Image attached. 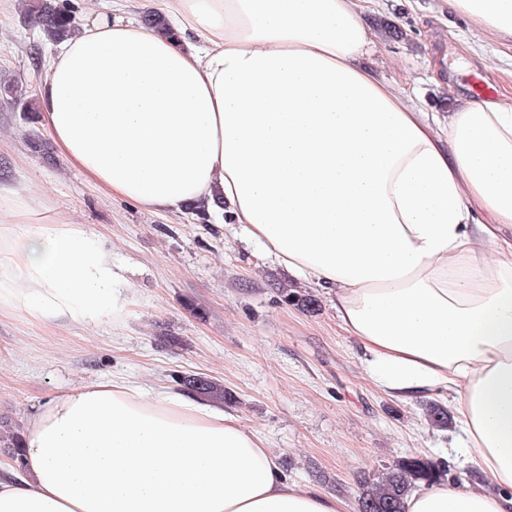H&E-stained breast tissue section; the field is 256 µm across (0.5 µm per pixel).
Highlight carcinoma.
I'll return each instance as SVG.
<instances>
[{
  "label": "carcinoma",
  "instance_id": "obj_1",
  "mask_svg": "<svg viewBox=\"0 0 512 512\" xmlns=\"http://www.w3.org/2000/svg\"><path fill=\"white\" fill-rule=\"evenodd\" d=\"M30 17L54 42H62L75 31L72 7L59 0H34ZM0 96L11 100L13 106L37 114L36 103L27 95L23 84L13 82L0 86ZM197 378L186 376L183 386L188 393L200 398L222 401L224 386L213 381L196 385ZM443 476L439 465L424 457L406 455L393 461L378 481L366 478L359 495V512H403V503L412 489L420 483H431Z\"/></svg>",
  "mask_w": 512,
  "mask_h": 512
}]
</instances>
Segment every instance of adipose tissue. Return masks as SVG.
<instances>
[{
	"instance_id": "obj_1",
	"label": "adipose tissue",
	"mask_w": 512,
	"mask_h": 512,
	"mask_svg": "<svg viewBox=\"0 0 512 512\" xmlns=\"http://www.w3.org/2000/svg\"><path fill=\"white\" fill-rule=\"evenodd\" d=\"M173 21L100 19L42 71L40 123L69 166L149 210L222 200L246 239L324 289L369 379L452 393L473 483L405 512H512V94L429 116L363 59L366 0H149ZM512 41V0H448ZM103 239L0 184V312L119 325ZM0 512H347L289 482L221 408L115 376L28 421Z\"/></svg>"
}]
</instances>
